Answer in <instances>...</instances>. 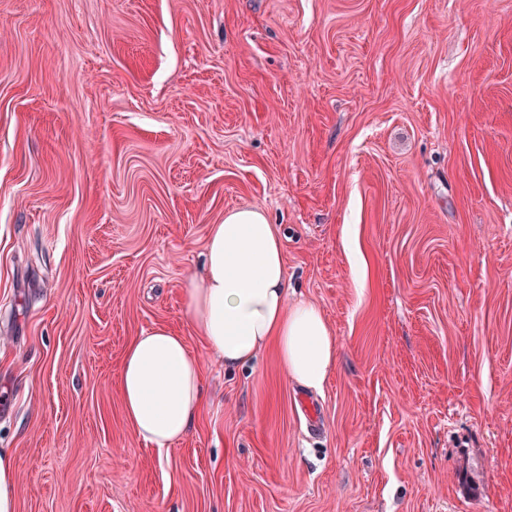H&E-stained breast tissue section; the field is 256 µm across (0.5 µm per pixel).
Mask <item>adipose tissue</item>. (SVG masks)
I'll return each instance as SVG.
<instances>
[{"mask_svg":"<svg viewBox=\"0 0 512 512\" xmlns=\"http://www.w3.org/2000/svg\"><path fill=\"white\" fill-rule=\"evenodd\" d=\"M283 234L263 210L243 207L210 225L201 275L190 277L184 306L210 350L234 369L265 347L292 382L322 390L336 367V338L321 308L288 300ZM127 423L158 450L183 438L202 405V365L181 334L157 326L125 351L119 384Z\"/></svg>","mask_w":512,"mask_h":512,"instance_id":"adipose-tissue-1","label":"adipose tissue"}]
</instances>
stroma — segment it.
<instances>
[{
	"instance_id": "35a3bbf8",
	"label": "stroma",
	"mask_w": 512,
	"mask_h": 512,
	"mask_svg": "<svg viewBox=\"0 0 512 512\" xmlns=\"http://www.w3.org/2000/svg\"><path fill=\"white\" fill-rule=\"evenodd\" d=\"M244 206L322 392L193 331ZM159 325L203 364L163 453L117 391ZM0 448L17 512H512V0H0Z\"/></svg>"
}]
</instances>
